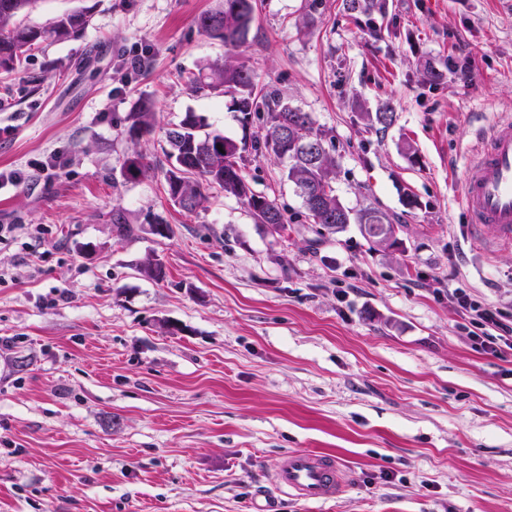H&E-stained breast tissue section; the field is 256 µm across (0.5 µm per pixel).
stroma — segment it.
Listing matches in <instances>:
<instances>
[{
    "mask_svg": "<svg viewBox=\"0 0 512 512\" xmlns=\"http://www.w3.org/2000/svg\"><path fill=\"white\" fill-rule=\"evenodd\" d=\"M220 2L39 0L26 23L90 24L0 75V169L27 174L0 189V224L26 227L0 241V512H250L261 492L274 512H512V353L477 351L448 297L512 308V244L460 204L467 158L512 115V0H256L232 50L199 26ZM228 55L312 115L340 201L385 213L400 247L322 233L261 151L242 166L294 215L285 234L216 187L192 212L170 200L167 128L193 112L244 135L227 96L190 89ZM145 98L154 129L129 136ZM385 106L382 130L366 115ZM55 152L60 177L35 170ZM150 258L164 281L139 273ZM296 451L335 457L344 491L282 495Z\"/></svg>",
    "mask_w": 512,
    "mask_h": 512,
    "instance_id": "obj_1",
    "label": "stroma"
}]
</instances>
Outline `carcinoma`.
Here are the masks:
<instances>
[{"instance_id":"cac0c4a2","label":"carcinoma","mask_w":512,"mask_h":512,"mask_svg":"<svg viewBox=\"0 0 512 512\" xmlns=\"http://www.w3.org/2000/svg\"><path fill=\"white\" fill-rule=\"evenodd\" d=\"M38 0H0V70L10 74L27 60L29 52L40 42H59L84 33L90 22L89 10L74 9L54 17L45 25H30L18 21L29 13ZM377 7V0H344V8L352 14L368 15ZM254 16L253 0H224V9L201 15L200 27L236 48L243 42ZM193 91L205 88L231 95L230 109L238 113L242 128H247L260 110L267 111L270 126L265 135H252L239 141L221 133L200 134L202 118L186 113L179 124L168 129L166 157L170 160L165 180L171 201L186 211H193L205 199L202 184L217 185L224 193L238 198L254 221L270 233L282 235L288 230V220L273 200L254 192L242 171L243 154L265 150L288 160L287 178L297 188L308 219L329 233L344 230L348 224H358L362 236L381 242L389 248L398 245L394 225L375 210L356 215L346 209L338 197L333 182L336 160L326 150L312 151L313 143L323 142L314 128L311 115L291 106L278 94L259 89L248 68L231 58L209 62L191 82ZM154 105L145 98L129 113V131L138 135L153 130ZM148 164L138 154L127 159L124 178L129 182L145 174ZM140 272L154 281L166 278L165 266L156 260L140 265Z\"/></svg>"}]
</instances>
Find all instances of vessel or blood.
<instances>
[{"label":"vessel or blood","mask_w":512,"mask_h":512,"mask_svg":"<svg viewBox=\"0 0 512 512\" xmlns=\"http://www.w3.org/2000/svg\"><path fill=\"white\" fill-rule=\"evenodd\" d=\"M468 223L494 227L512 240V117L496 119L484 146L468 160L460 196ZM283 494L309 502L336 497L344 484L333 458L297 452L279 469Z\"/></svg>","instance_id":"1"}]
</instances>
